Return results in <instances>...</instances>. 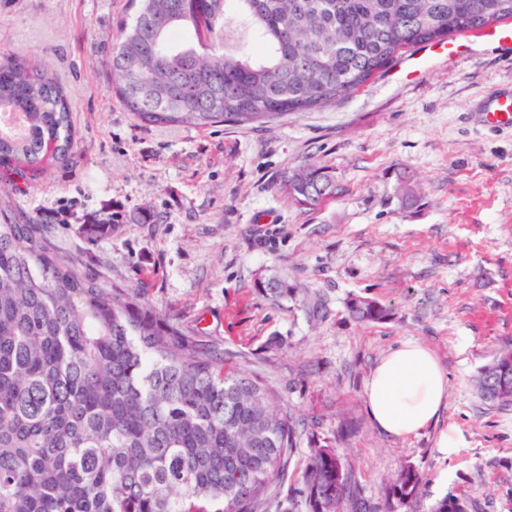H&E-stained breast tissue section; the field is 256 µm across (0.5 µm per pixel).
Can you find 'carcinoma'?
I'll list each match as a JSON object with an SVG mask.
<instances>
[{
  "label": "carcinoma",
  "instance_id": "obj_1",
  "mask_svg": "<svg viewBox=\"0 0 512 512\" xmlns=\"http://www.w3.org/2000/svg\"><path fill=\"white\" fill-rule=\"evenodd\" d=\"M262 44L244 48L228 13ZM512 20V0H131L112 46V91L156 126L245 124L324 107L358 90L412 46ZM0 162L25 178L47 157L75 156L58 82L0 57ZM52 154H47L48 148ZM314 209L336 196L331 171L307 163L278 182ZM355 319L390 310L353 296ZM512 343L476 377L482 399L512 402ZM258 379L224 370V351L185 335L133 288H104L52 252L30 217L0 223V512H261L288 481L296 422ZM423 475L404 465L382 503L361 500L336 449L318 446L291 509L399 512ZM446 496L431 512H468Z\"/></svg>",
  "mask_w": 512,
  "mask_h": 512
}]
</instances>
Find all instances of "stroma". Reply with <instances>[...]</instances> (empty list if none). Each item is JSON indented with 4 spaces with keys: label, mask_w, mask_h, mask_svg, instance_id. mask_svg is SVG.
I'll return each mask as SVG.
<instances>
[{
    "label": "stroma",
    "mask_w": 512,
    "mask_h": 512,
    "mask_svg": "<svg viewBox=\"0 0 512 512\" xmlns=\"http://www.w3.org/2000/svg\"><path fill=\"white\" fill-rule=\"evenodd\" d=\"M126 11L127 0H0V56L57 78L77 142L74 160L33 180L1 165L0 218L39 217L52 251L139 289L184 333L223 348L225 368L275 389L298 422L289 477L327 445L368 501L410 464L424 484L405 512L451 495L470 512H512V404H487L473 385L512 342V125L483 120L491 92L512 89V39L477 30L454 34L452 54L408 48L335 104L266 123L159 127L108 88ZM306 162L338 186L310 211L277 186ZM112 219L111 236L80 231ZM272 277L286 300L261 292ZM355 295L390 318L353 319ZM406 340L447 372L441 422L464 436L453 459L439 457L437 428L395 439L369 416L365 383Z\"/></svg>",
    "instance_id": "1"
}]
</instances>
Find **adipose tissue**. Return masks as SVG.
Wrapping results in <instances>:
<instances>
[{
	"label": "adipose tissue",
	"mask_w": 512,
	"mask_h": 512,
	"mask_svg": "<svg viewBox=\"0 0 512 512\" xmlns=\"http://www.w3.org/2000/svg\"><path fill=\"white\" fill-rule=\"evenodd\" d=\"M447 397L445 370L431 350L412 340L384 355L364 388L375 426L399 439L438 425Z\"/></svg>",
	"instance_id": "adipose-tissue-1"
}]
</instances>
